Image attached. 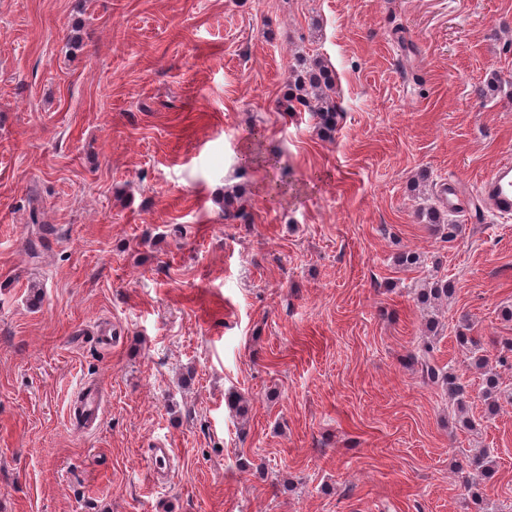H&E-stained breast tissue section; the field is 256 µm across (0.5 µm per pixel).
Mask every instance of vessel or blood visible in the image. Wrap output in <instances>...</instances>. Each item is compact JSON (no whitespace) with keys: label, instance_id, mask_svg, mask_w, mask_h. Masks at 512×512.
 Wrapping results in <instances>:
<instances>
[{"label":"vessel or blood","instance_id":"b4317fda","mask_svg":"<svg viewBox=\"0 0 512 512\" xmlns=\"http://www.w3.org/2000/svg\"><path fill=\"white\" fill-rule=\"evenodd\" d=\"M441 198L449 211L478 220L489 215L512 216V163L503 162L486 177L476 191H469L457 178H449L441 188ZM171 449L156 448L150 455L151 482L169 481L173 475Z\"/></svg>","mask_w":512,"mask_h":512}]
</instances>
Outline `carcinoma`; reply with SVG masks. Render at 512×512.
Listing matches in <instances>:
<instances>
[{
	"instance_id": "carcinoma-1",
	"label": "carcinoma",
	"mask_w": 512,
	"mask_h": 512,
	"mask_svg": "<svg viewBox=\"0 0 512 512\" xmlns=\"http://www.w3.org/2000/svg\"><path fill=\"white\" fill-rule=\"evenodd\" d=\"M333 93L334 75L332 70L322 61L315 60L300 69L291 70L288 78V92L281 101V107L286 112H295L299 106L307 108L312 112L318 129L324 135L330 136L336 131L339 116ZM423 216L427 219V223L444 231V241L452 242L458 236L460 226L441 223L438 209L430 207L423 212ZM450 293L451 289L446 283L441 281L429 283L421 292V303L436 304L448 298ZM469 330H471L470 324L462 325L457 332L456 341L460 346L469 350L474 366L483 371L482 395L488 413L493 414L500 406L499 374L489 367L487 356L483 354V347L478 340L467 334ZM412 359L423 382L431 384L440 382L445 385L448 391V405L455 412H465L466 386L458 381V377L454 373L447 374L437 365L433 339L423 340Z\"/></svg>"
}]
</instances>
